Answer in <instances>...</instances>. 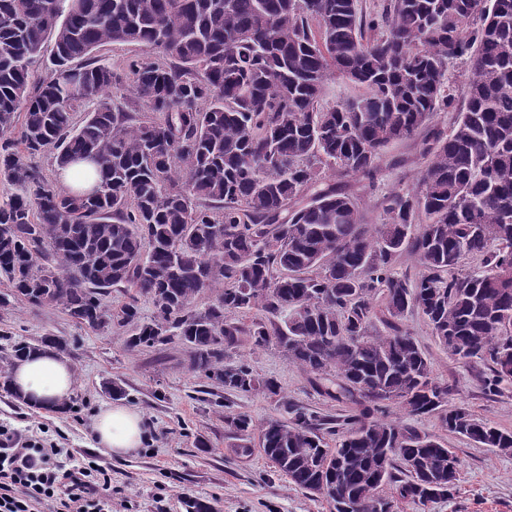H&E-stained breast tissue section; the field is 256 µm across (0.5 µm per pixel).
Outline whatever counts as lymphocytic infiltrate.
Returning a JSON list of instances; mask_svg holds the SVG:
<instances>
[{
	"instance_id": "f902f5d3",
	"label": "lymphocytic infiltrate",
	"mask_w": 512,
	"mask_h": 512,
	"mask_svg": "<svg viewBox=\"0 0 512 512\" xmlns=\"http://www.w3.org/2000/svg\"><path fill=\"white\" fill-rule=\"evenodd\" d=\"M58 454L29 432L0 427V512H105L110 479L56 464Z\"/></svg>"
}]
</instances>
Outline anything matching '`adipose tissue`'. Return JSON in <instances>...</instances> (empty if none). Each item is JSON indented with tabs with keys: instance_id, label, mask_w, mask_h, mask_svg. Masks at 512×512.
<instances>
[{
	"instance_id": "obj_1",
	"label": "adipose tissue",
	"mask_w": 512,
	"mask_h": 512,
	"mask_svg": "<svg viewBox=\"0 0 512 512\" xmlns=\"http://www.w3.org/2000/svg\"><path fill=\"white\" fill-rule=\"evenodd\" d=\"M14 393L30 408L59 412L70 402L76 387L75 369L63 354L51 348L29 353L17 360L9 371ZM144 421L136 410L111 404L93 420L96 447L114 457L130 455L142 445Z\"/></svg>"
}]
</instances>
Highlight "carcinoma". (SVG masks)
I'll return each instance as SVG.
<instances>
[{
  "mask_svg": "<svg viewBox=\"0 0 512 512\" xmlns=\"http://www.w3.org/2000/svg\"><path fill=\"white\" fill-rule=\"evenodd\" d=\"M48 40L50 74L33 84ZM112 43L147 55L121 76L96 56ZM454 59L469 62L464 111L419 191L388 197L371 229L353 198L319 187L323 169L372 176L383 147L452 105ZM333 75L365 94L322 106ZM120 85L126 108L112 102ZM19 118L20 142L0 141V182L16 188L0 205V305L129 327L131 347L176 338L230 392L277 394L249 364L223 366L241 336L276 347L352 406L332 419L288 401V422L261 434L277 471L332 512L456 492L455 452L390 418L387 401L512 453V432L448 408L451 389L399 325L421 311L449 356L483 367L486 394L512 383V0H388L369 20L359 0H0V134ZM48 152L59 170L94 164L93 187L45 180L31 159ZM419 210L429 222L415 231ZM406 250L423 268L413 283L395 272ZM469 255L481 263L464 270ZM114 288L134 290L115 316L102 302ZM254 309L264 317L248 326L229 318ZM378 313L386 335L371 331Z\"/></svg>",
  "mask_w": 512,
  "mask_h": 512,
  "instance_id": "1",
  "label": "carcinoma"
}]
</instances>
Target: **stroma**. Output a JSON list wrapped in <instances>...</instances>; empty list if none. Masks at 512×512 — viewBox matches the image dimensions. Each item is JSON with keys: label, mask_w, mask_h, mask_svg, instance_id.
Here are the masks:
<instances>
[{"label": "stroma", "mask_w": 512, "mask_h": 512, "mask_svg": "<svg viewBox=\"0 0 512 512\" xmlns=\"http://www.w3.org/2000/svg\"><path fill=\"white\" fill-rule=\"evenodd\" d=\"M466 77L463 60L449 61L452 106L437 112L411 139L388 144L373 179L327 169V184L358 200L366 224L381 223L392 193L417 189L422 170L434 156L436 136L449 133L464 107ZM403 327L427 355L434 380L451 386L452 404L467 406L477 417L512 431L511 385L500 395H484L478 368L450 357L419 311L408 313ZM48 335L72 341L67 357L75 368L78 411L38 413L0 390V426L29 429L54 442L62 465L94 462L112 479V512H188L187 502L196 499L211 504L215 512H330L323 496L299 490L275 471L261 450L259 428L272 419L287 421V400L327 417L345 414L347 407L317 393L307 373L276 348L255 349L244 341L225 352L224 362L242 361L259 375L275 378L279 396L228 393L191 370L189 350L180 341L132 349L126 345L125 329L100 333L76 325L61 308L14 302L0 307V373L9 372L13 364V342L36 344ZM108 382L123 387L125 404L145 418L142 447L125 458L94 445L93 419L113 402L104 390ZM238 412L254 424L246 439L251 448L247 454L238 452V440L226 421ZM415 426L454 449L460 460L457 491L452 499L425 507L398 502L396 512H512V456L448 433L436 416L418 419Z\"/></svg>", "instance_id": "obj_1"}]
</instances>
